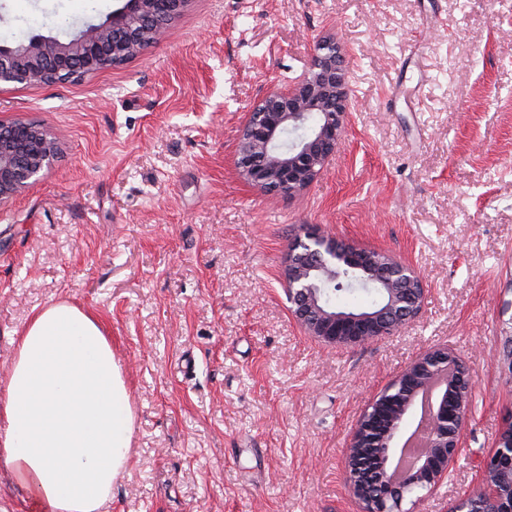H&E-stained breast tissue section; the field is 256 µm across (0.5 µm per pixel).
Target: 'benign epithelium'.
Masks as SVG:
<instances>
[{
    "mask_svg": "<svg viewBox=\"0 0 512 512\" xmlns=\"http://www.w3.org/2000/svg\"><path fill=\"white\" fill-rule=\"evenodd\" d=\"M105 22L89 24L66 41L36 35L18 45L0 44V81L57 83L119 66L164 34V24L187 0H118ZM346 55L334 37L315 46L309 72L271 92L249 113L238 138L237 165L248 183L265 192L298 194L329 162L347 126ZM318 112L322 121L307 125ZM60 153L42 126L0 121V204L37 185ZM322 270L326 282L345 271L360 272L354 284L378 290L377 306L340 312L323 288L309 281ZM290 311L304 330L333 346H351L389 336L421 312L426 289L409 263L384 251L343 244L313 227L289 248L284 270ZM472 397V381L460 357L446 347L421 353L368 403L354 426L344 459L347 484L362 512H403L405 491H432L453 473ZM420 417L404 436L415 407ZM388 422L364 453L365 438L382 411ZM450 512H512V422L495 451L480 463L475 489Z\"/></svg>",
    "mask_w": 512,
    "mask_h": 512,
    "instance_id": "obj_1",
    "label": "benign epithelium"
}]
</instances>
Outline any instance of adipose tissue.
Returning a JSON list of instances; mask_svg holds the SVG:
<instances>
[{
  "mask_svg": "<svg viewBox=\"0 0 512 512\" xmlns=\"http://www.w3.org/2000/svg\"><path fill=\"white\" fill-rule=\"evenodd\" d=\"M134 425L99 319L61 300L35 313L0 399V463L33 512H102L130 469Z\"/></svg>",
  "mask_w": 512,
  "mask_h": 512,
  "instance_id": "adipose-tissue-1",
  "label": "adipose tissue"
}]
</instances>
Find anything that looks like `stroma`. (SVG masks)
I'll return each instance as SVG.
<instances>
[{"instance_id": "1", "label": "stroma", "mask_w": 512, "mask_h": 512, "mask_svg": "<svg viewBox=\"0 0 512 512\" xmlns=\"http://www.w3.org/2000/svg\"><path fill=\"white\" fill-rule=\"evenodd\" d=\"M114 0H0V38L105 19ZM346 50L349 123L314 183L266 194L236 169L254 104L300 79L316 40ZM0 119L46 126L60 155L0 205V388L46 303L97 314L135 412L130 470L103 512H360L351 431L425 350L473 393L450 512L512 418V0H188L125 64L0 84ZM419 271L421 314L334 347L293 318L284 280L302 225Z\"/></svg>"}]
</instances>
